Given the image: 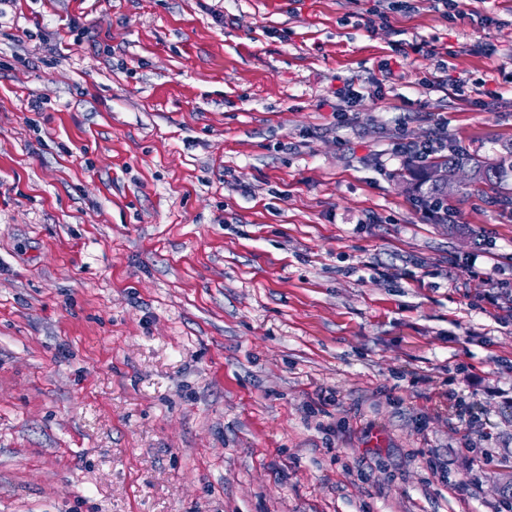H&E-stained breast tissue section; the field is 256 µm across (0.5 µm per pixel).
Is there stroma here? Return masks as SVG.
Returning <instances> with one entry per match:
<instances>
[{"label": "stroma", "mask_w": 512, "mask_h": 512, "mask_svg": "<svg viewBox=\"0 0 512 512\" xmlns=\"http://www.w3.org/2000/svg\"><path fill=\"white\" fill-rule=\"evenodd\" d=\"M414 4L0 0V512H501L512 208L391 145L512 142V0ZM378 2L382 3V7L379 5L369 12V17L366 19L368 26H374L377 21L382 25H388L392 14L409 12L413 8L410 0H378ZM447 68V66H442L438 68L441 69L439 73L444 75H438V71L429 72L425 74L423 77H420L418 79V85L426 89H432L435 87L448 85V82H451L450 85L453 87V90L459 93V95H461V93H464V87L466 86L467 83L466 80L460 77H458L457 79H448Z\"/></svg>", "instance_id": "obj_1"}]
</instances>
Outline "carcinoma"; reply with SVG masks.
<instances>
[{"label": "carcinoma", "mask_w": 512, "mask_h": 512, "mask_svg": "<svg viewBox=\"0 0 512 512\" xmlns=\"http://www.w3.org/2000/svg\"><path fill=\"white\" fill-rule=\"evenodd\" d=\"M438 166L450 170L457 167H472L479 172V178L473 182L478 191L489 190L495 198L505 205L512 206V183L508 176L512 175V146H507L504 152L493 161L463 147L452 149L445 156H435L424 163L410 164L405 170V178L414 184L413 192L420 198H432L439 203H447V193L427 186L430 171Z\"/></svg>", "instance_id": "cac0c4a2"}]
</instances>
